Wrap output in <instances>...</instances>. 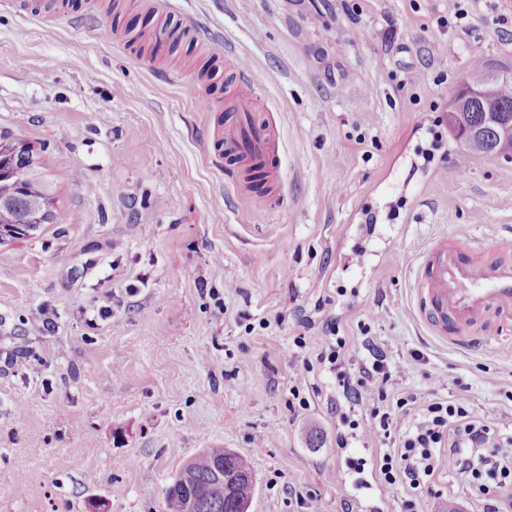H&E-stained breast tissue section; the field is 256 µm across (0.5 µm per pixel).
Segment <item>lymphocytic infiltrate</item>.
<instances>
[{
  "mask_svg": "<svg viewBox=\"0 0 512 512\" xmlns=\"http://www.w3.org/2000/svg\"><path fill=\"white\" fill-rule=\"evenodd\" d=\"M345 348V337H335L315 361L293 366L300 379L318 363L335 375L349 407L340 417L343 429L336 435L337 446L348 447L357 438L359 423L349 412L363 409L369 434L387 446L378 460L383 481L406 493L404 512H414L418 495L431 492L444 462L454 477L487 501V512H504L506 500H512V431L499 428L491 416L474 413L458 399L422 402L412 393L394 396L391 366L376 344H369L370 358L355 374L343 367Z\"/></svg>",
  "mask_w": 512,
  "mask_h": 512,
  "instance_id": "f902f5d3",
  "label": "lymphocytic infiltrate"
}]
</instances>
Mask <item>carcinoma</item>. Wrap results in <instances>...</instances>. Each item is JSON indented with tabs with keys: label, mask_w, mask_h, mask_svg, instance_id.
I'll return each instance as SVG.
<instances>
[{
	"label": "carcinoma",
	"mask_w": 512,
	"mask_h": 512,
	"mask_svg": "<svg viewBox=\"0 0 512 512\" xmlns=\"http://www.w3.org/2000/svg\"><path fill=\"white\" fill-rule=\"evenodd\" d=\"M448 109L460 111L464 123L481 129L468 149L482 154L512 152V138L492 126L490 113L512 115V79L491 84L483 97H454ZM0 228L32 232L51 218L54 180L41 170L25 141L0 133ZM250 473L243 458L227 448H204L175 475L165 490L168 512H249L253 478L224 482V471Z\"/></svg>",
	"instance_id": "cac0c4a2"
}]
</instances>
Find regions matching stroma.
I'll use <instances>...</instances> for the list:
<instances>
[{"instance_id": "obj_1", "label": "stroma", "mask_w": 512, "mask_h": 512, "mask_svg": "<svg viewBox=\"0 0 512 512\" xmlns=\"http://www.w3.org/2000/svg\"><path fill=\"white\" fill-rule=\"evenodd\" d=\"M461 7L441 27L444 0H182L222 43L173 51L154 34L178 19L156 0H0V131L55 180L53 221L0 243V512H168L167 485L214 446L247 460L250 512H398L383 443L336 445L334 376L293 373L333 318L346 371L368 336L399 390L512 426V352L439 341L413 309L434 237L512 227V153L448 132L471 58L512 71V0ZM238 55L280 132L273 192L240 195L225 160ZM18 346L24 371L5 363ZM295 387L306 407H290ZM484 508L444 465L417 505Z\"/></svg>"}]
</instances>
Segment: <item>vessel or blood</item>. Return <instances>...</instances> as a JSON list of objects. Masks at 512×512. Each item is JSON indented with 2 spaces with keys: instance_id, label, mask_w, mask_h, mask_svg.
I'll return each instance as SVG.
<instances>
[{
  "instance_id": "1",
  "label": "vessel or blood",
  "mask_w": 512,
  "mask_h": 512,
  "mask_svg": "<svg viewBox=\"0 0 512 512\" xmlns=\"http://www.w3.org/2000/svg\"><path fill=\"white\" fill-rule=\"evenodd\" d=\"M252 72L241 67L234 90V121L225 124L224 147L239 158L280 166L279 133L255 115ZM414 308L428 332L459 347L496 339L512 321V232L484 241L440 235L420 253L414 269Z\"/></svg>"
}]
</instances>
